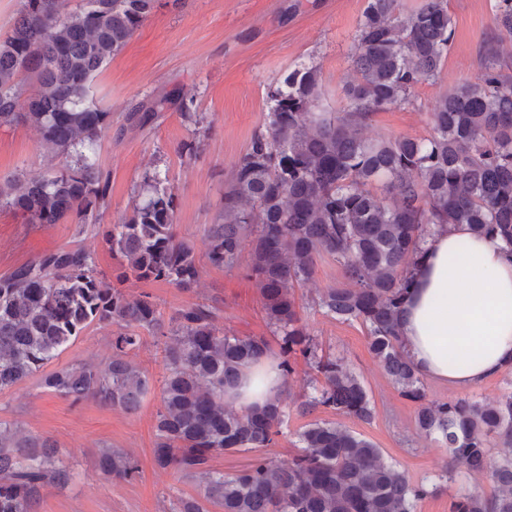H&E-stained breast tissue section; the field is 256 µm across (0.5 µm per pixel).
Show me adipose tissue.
Returning a JSON list of instances; mask_svg holds the SVG:
<instances>
[{
    "instance_id": "ef3b65f1",
    "label": "adipose tissue",
    "mask_w": 512,
    "mask_h": 512,
    "mask_svg": "<svg viewBox=\"0 0 512 512\" xmlns=\"http://www.w3.org/2000/svg\"><path fill=\"white\" fill-rule=\"evenodd\" d=\"M425 248L400 334L423 377L465 392L512 369V252L463 224L435 228ZM281 386L276 363L266 360L226 398L245 411Z\"/></svg>"
}]
</instances>
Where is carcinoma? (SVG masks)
Masks as SVG:
<instances>
[{"label": "carcinoma", "mask_w": 512, "mask_h": 512, "mask_svg": "<svg viewBox=\"0 0 512 512\" xmlns=\"http://www.w3.org/2000/svg\"><path fill=\"white\" fill-rule=\"evenodd\" d=\"M156 2L82 0L70 9L66 0H20L0 35V127H35L41 149L64 161L39 176L0 177L1 207L30 224L71 219L82 230L98 223L109 174L97 142L112 129V113L89 101V84ZM494 20L512 31V0H494ZM451 40L448 0H422L407 15L399 0H367L342 108L326 106L311 61L270 86L265 130L239 158L222 209L205 228L206 258L232 270L249 247L244 272L262 297L281 375H294L299 358L308 368L312 392L297 400L298 413L323 407L369 423L375 408L365 386L343 359L319 353L296 300L318 258H334L346 284L323 290L313 305L365 327L371 353L400 395L418 404V429L438 436L451 461L489 472L493 493H461L450 512H512V391L492 403L425 402L398 328L411 271L434 227L466 224L512 247V61L497 41H485L477 80L435 101L427 137L363 135L376 113L411 103L416 85L438 77ZM166 103L164 95L139 102L127 125L152 126ZM178 108L186 122L203 123L193 100L181 99ZM138 197L131 215L106 231L119 259L115 276L97 271L79 244L0 276V391L41 372L89 326L115 325L105 369L72 365L45 374L43 385L75 402L135 411L151 383L128 355L140 347L141 332H151L167 338L155 461L206 481L204 501L178 497L170 512H208L206 501L223 512H415L431 494L427 486L383 463L371 441L341 423H307L297 453L281 464L264 453L284 422L279 398L248 411L224 407L245 370L271 356L266 337L227 335L206 302L166 321L149 295L132 297L113 285L164 281L190 291L199 278L193 246L175 232V194L159 170L144 173ZM492 444L503 449L496 462L488 456ZM55 448L0 421V512H33L45 484L71 481ZM229 450L255 456L233 475L212 471V456ZM105 468L125 480L139 475L137 463L116 450L106 453Z\"/></svg>", "instance_id": "carcinoma-1"}]
</instances>
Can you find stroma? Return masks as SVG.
Segmentation results:
<instances>
[{"label":"stroma","mask_w":512,"mask_h":512,"mask_svg":"<svg viewBox=\"0 0 512 512\" xmlns=\"http://www.w3.org/2000/svg\"><path fill=\"white\" fill-rule=\"evenodd\" d=\"M493 4L448 0L453 37L439 77L416 87L413 104L377 113L365 137L428 136L432 103L477 77L483 42L493 38L502 47L512 46V34L493 20ZM365 7L366 0H159L151 17L92 82L96 103L112 114V129L98 144L99 161L110 175L108 207L100 223L80 233L68 220L28 224L21 213L0 207V275L75 243L92 252L98 270L112 272L117 262L104 233L130 214L136 187L153 167L166 174L176 195L178 236L204 254V230L221 208L224 184L264 123L268 86L288 69L311 60L320 67L328 102L339 99ZM174 89L194 98L204 116L203 151L195 159L180 152L182 143L191 140L192 128L177 108H169L145 131L126 127L132 105L149 93ZM38 141L33 127H0V176L44 173L51 159ZM122 289L134 297L150 294L167 317L205 299L218 307V324L226 333L271 334L258 289L236 270L201 263L190 292L162 281L130 280ZM301 316L324 353L345 358L372 398L374 421L349 418L346 426L373 442L385 463L430 488L416 512H450L453 498L465 488L491 495L487 474L470 472L463 464L449 465L442 443L417 429L416 403L402 397L389 380L370 352L360 323L333 320L309 304ZM111 339V328L90 327L46 369L53 372L80 362L106 364ZM130 361L153 386L132 413L91 399L72 402L43 388L35 376L0 391V420L12 423L21 434L50 438L74 473L67 485H46L34 512H169L176 497H203L199 480L155 462L160 386L166 373L161 345L145 336ZM305 370L304 364H297L281 394L286 418L281 435L267 450L280 463L297 452V434L306 423L294 405L307 391ZM112 449L138 461L135 480L103 471L102 454Z\"/></svg>","instance_id":"obj_1"}]
</instances>
